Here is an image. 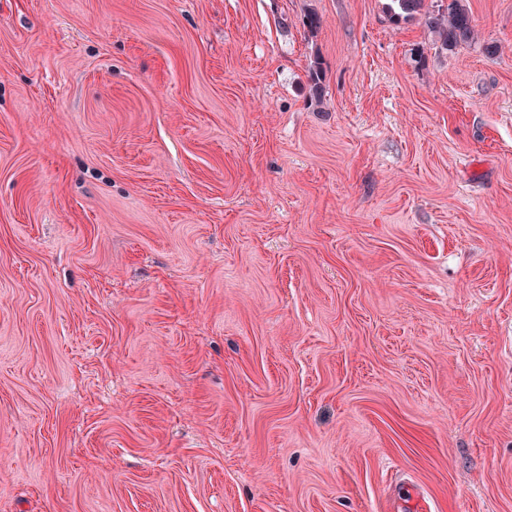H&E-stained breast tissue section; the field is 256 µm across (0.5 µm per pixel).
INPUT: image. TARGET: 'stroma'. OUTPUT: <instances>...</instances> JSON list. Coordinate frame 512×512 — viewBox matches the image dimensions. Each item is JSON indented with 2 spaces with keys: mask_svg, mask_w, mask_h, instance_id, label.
<instances>
[{
  "mask_svg": "<svg viewBox=\"0 0 512 512\" xmlns=\"http://www.w3.org/2000/svg\"><path fill=\"white\" fill-rule=\"evenodd\" d=\"M386 2L0 0V512H512V0ZM388 20L399 26L403 20L420 15L424 25L435 36L440 48L453 51L475 40V26L464 0H448L447 5H436L430 9L426 0H390Z\"/></svg>",
  "mask_w": 512,
  "mask_h": 512,
  "instance_id": "stroma-1",
  "label": "stroma"
}]
</instances>
